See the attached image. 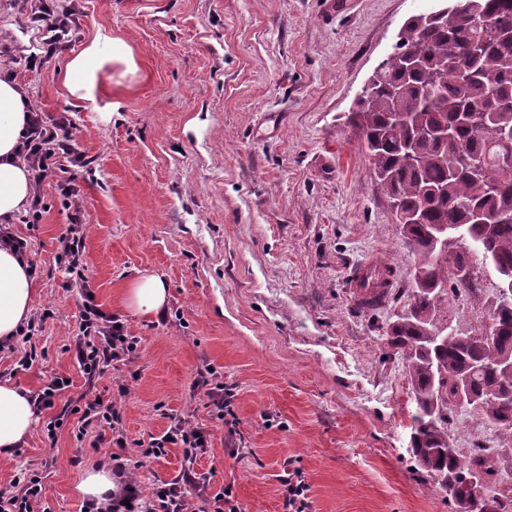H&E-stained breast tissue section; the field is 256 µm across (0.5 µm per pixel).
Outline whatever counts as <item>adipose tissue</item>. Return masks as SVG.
<instances>
[{
	"label": "adipose tissue",
	"mask_w": 512,
	"mask_h": 512,
	"mask_svg": "<svg viewBox=\"0 0 512 512\" xmlns=\"http://www.w3.org/2000/svg\"><path fill=\"white\" fill-rule=\"evenodd\" d=\"M125 73L137 71L132 49L110 32L94 37L66 61L62 85L75 100L94 102L113 65ZM27 121V104L21 88L10 77H0V223L7 224L24 211L33 191L31 173L18 155L20 136ZM26 258L0 247V341L14 335L25 322L35 293ZM167 289L156 276L133 282L125 293V304L137 313L159 312L165 305ZM29 393L10 382H0V450L19 447L29 436L33 423Z\"/></svg>",
	"instance_id": "1"
}]
</instances>
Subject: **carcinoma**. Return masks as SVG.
<instances>
[{"instance_id":"1","label":"carcinoma","mask_w":512,"mask_h":512,"mask_svg":"<svg viewBox=\"0 0 512 512\" xmlns=\"http://www.w3.org/2000/svg\"><path fill=\"white\" fill-rule=\"evenodd\" d=\"M478 14L452 7L407 19L397 40L355 101L349 124L363 143L372 173L397 223L418 256L416 291L423 298L395 315L389 344L404 358L415 411L411 450L431 473L445 471L459 485L477 464L495 469L489 454L463 461L447 455L442 412L453 399L456 378L471 374L477 401L467 404L488 426L512 434V400L486 398L502 391L501 362L512 360V303L495 299L488 309L492 335H428L438 300L425 298L448 280V268L470 264V253L502 274L512 271V167L498 159L512 144V0H475ZM457 152L455 166L439 156ZM492 225L487 233L477 223ZM437 224L464 230L468 252L443 256L431 238ZM441 379L438 392L432 381Z\"/></svg>"}]
</instances>
